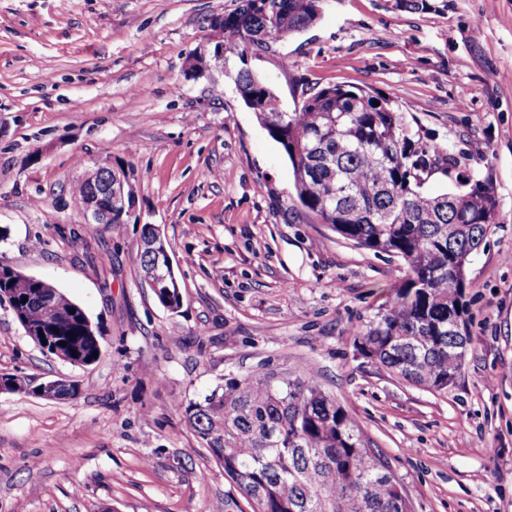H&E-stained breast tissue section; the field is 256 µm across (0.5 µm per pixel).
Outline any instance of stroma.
<instances>
[{
  "label": "stroma",
  "mask_w": 512,
  "mask_h": 512,
  "mask_svg": "<svg viewBox=\"0 0 512 512\" xmlns=\"http://www.w3.org/2000/svg\"><path fill=\"white\" fill-rule=\"evenodd\" d=\"M325 0L320 21L250 51L285 111L365 89L449 151L424 189L491 177L498 223L467 266L470 344L442 392L356 350L407 274L316 224L290 161L242 101L237 58L191 75L238 0H0V264L56 286L103 334L98 360L44 352L0 306V374L76 381L0 393V512H247L185 408L254 372L313 377L387 457L413 512H512V0ZM132 169L135 217L85 220L71 187ZM158 226L182 295L140 279Z\"/></svg>",
  "instance_id": "1"
}]
</instances>
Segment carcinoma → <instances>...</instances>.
Returning a JSON list of instances; mask_svg holds the SVG:
<instances>
[{
  "label": "carcinoma",
  "mask_w": 512,
  "mask_h": 512,
  "mask_svg": "<svg viewBox=\"0 0 512 512\" xmlns=\"http://www.w3.org/2000/svg\"><path fill=\"white\" fill-rule=\"evenodd\" d=\"M323 0H239L210 20L214 46L243 58L247 49L297 34L321 17ZM237 90L292 164L297 197L313 218L363 248L401 258L406 278L373 319L354 332L361 355L428 391L453 383L469 343L466 267L497 224L490 178L431 195L423 174L436 146L415 140L403 116L359 88L329 86L282 109L275 91L246 63ZM97 171L76 181V207L98 186ZM159 276L140 248V277ZM64 339L82 362L96 361L101 334L80 306L56 293ZM44 304L16 308L22 325L41 323ZM187 418L252 512H407L405 492L387 459L370 446L348 411L310 378L275 383L266 374L231 376Z\"/></svg>",
  "instance_id": "1"
}]
</instances>
